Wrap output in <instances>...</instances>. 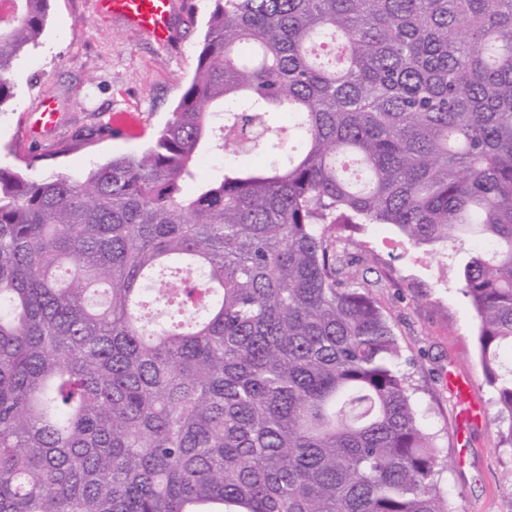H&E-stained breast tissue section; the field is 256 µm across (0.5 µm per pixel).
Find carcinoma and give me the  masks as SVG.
Returning a JSON list of instances; mask_svg holds the SVG:
<instances>
[{
  "label": "carcinoma",
  "instance_id": "carcinoma-1",
  "mask_svg": "<svg viewBox=\"0 0 512 512\" xmlns=\"http://www.w3.org/2000/svg\"><path fill=\"white\" fill-rule=\"evenodd\" d=\"M9 2L0 112L50 0ZM207 146L263 161L200 180ZM13 156L0 512H451L393 330L336 247L358 224L470 247L512 448V0H213L143 152L39 179L46 155Z\"/></svg>",
  "mask_w": 512,
  "mask_h": 512
}]
</instances>
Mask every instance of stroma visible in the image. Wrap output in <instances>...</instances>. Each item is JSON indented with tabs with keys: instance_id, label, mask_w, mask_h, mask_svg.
<instances>
[{
	"instance_id": "stroma-1",
	"label": "stroma",
	"mask_w": 512,
	"mask_h": 512,
	"mask_svg": "<svg viewBox=\"0 0 512 512\" xmlns=\"http://www.w3.org/2000/svg\"><path fill=\"white\" fill-rule=\"evenodd\" d=\"M178 44L162 47L94 10L93 0H51L39 44L20 59L15 97L0 112V160L23 145L42 98L58 104L54 129L36 139L57 173L77 175L112 157L144 151L162 129L194 74L211 0H175ZM132 132L55 155L57 144L108 116ZM388 224H366L341 247L389 321L404 371L416 389L422 422L445 462L438 481L453 512H512V448L498 444L497 405L478 351L479 321L462 290L465 252L435 244L399 245Z\"/></svg>"
}]
</instances>
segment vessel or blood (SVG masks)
<instances>
[{
  "mask_svg": "<svg viewBox=\"0 0 512 512\" xmlns=\"http://www.w3.org/2000/svg\"><path fill=\"white\" fill-rule=\"evenodd\" d=\"M95 8L99 14L120 20L125 27L157 43L168 45L177 38L174 0H95Z\"/></svg>",
  "mask_w": 512,
  "mask_h": 512,
  "instance_id": "b4317fda",
  "label": "vessel or blood"
}]
</instances>
